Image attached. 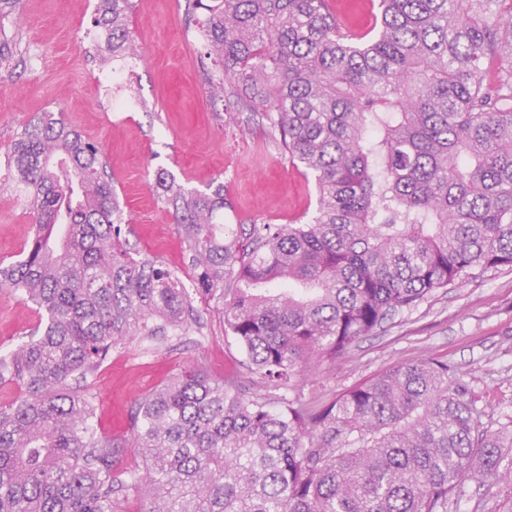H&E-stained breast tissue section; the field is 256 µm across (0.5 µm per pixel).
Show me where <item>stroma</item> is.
Returning <instances> with one entry per match:
<instances>
[{"label": "stroma", "instance_id": "obj_1", "mask_svg": "<svg viewBox=\"0 0 512 512\" xmlns=\"http://www.w3.org/2000/svg\"><path fill=\"white\" fill-rule=\"evenodd\" d=\"M99 0H22L10 66L0 68V159L38 112H61L106 156L125 207L128 239L190 282L186 242L172 207L159 197L163 170L191 188L224 184V229L261 221L287 224L315 206L313 183L268 130L235 102L212 104L198 67L200 39L185 0H134L130 25L144 50L126 61L119 89L104 86L93 19ZM136 108L117 112L113 98ZM34 217L0 166V262L17 260ZM201 330L137 340L113 349L90 377L99 431L123 444L119 470L138 468L131 415L136 403L186 367L220 378L241 370L244 355L224 329L217 301L197 300ZM38 323L33 305L0 291V353L27 339ZM448 364L476 401L485 428L512 415V269L502 267L433 293L397 314L335 361L306 369L304 399L340 396L404 363Z\"/></svg>", "mask_w": 512, "mask_h": 512}]
</instances>
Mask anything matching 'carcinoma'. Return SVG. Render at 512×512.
<instances>
[{"instance_id":"cac0c4a2","label":"carcinoma","mask_w":512,"mask_h":512,"mask_svg":"<svg viewBox=\"0 0 512 512\" xmlns=\"http://www.w3.org/2000/svg\"><path fill=\"white\" fill-rule=\"evenodd\" d=\"M202 15L199 66L213 100L278 135L316 191L292 224L224 238V183L164 172L193 284L120 245L124 213L99 147L42 112L5 165L35 224L0 290L35 306L28 340L0 354V512H450L470 484L512 488V417L483 428L448 365L395 366L317 405L295 393L306 359L344 355L433 292L512 267V0H378L350 31L326 0H188ZM133 0H99L98 50L140 52ZM224 327L257 384L178 373L135 407L143 466L98 433L88 378L112 349L199 324Z\"/></svg>"}]
</instances>
